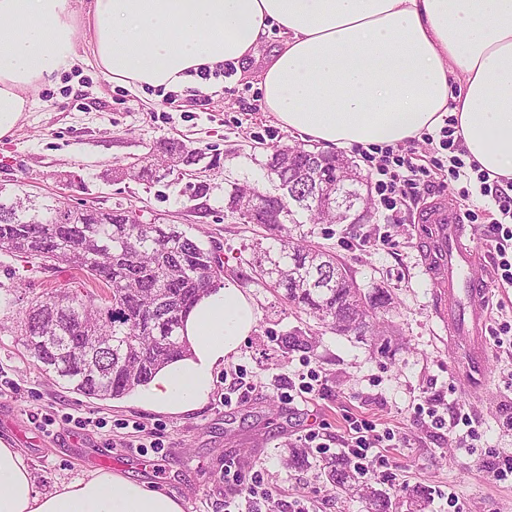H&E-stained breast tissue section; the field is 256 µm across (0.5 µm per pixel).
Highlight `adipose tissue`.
Instances as JSON below:
<instances>
[{"label": "adipose tissue", "instance_id": "obj_1", "mask_svg": "<svg viewBox=\"0 0 512 512\" xmlns=\"http://www.w3.org/2000/svg\"><path fill=\"white\" fill-rule=\"evenodd\" d=\"M274 30L283 41L261 89L288 130L328 147H382L452 115L469 156L512 181V0H0V138L32 90L81 63L78 42L114 85L177 92L200 84V69L255 55ZM255 325L240 288L204 295L184 322L192 357L158 372L144 403L176 412L205 402L215 367ZM0 512L183 510L107 472L37 493L24 458L0 441Z\"/></svg>", "mask_w": 512, "mask_h": 512}]
</instances>
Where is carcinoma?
<instances>
[{
	"label": "carcinoma",
	"instance_id": "carcinoma-1",
	"mask_svg": "<svg viewBox=\"0 0 512 512\" xmlns=\"http://www.w3.org/2000/svg\"><path fill=\"white\" fill-rule=\"evenodd\" d=\"M315 152L299 146L276 148L267 159L275 182L291 184L296 197L270 200L256 208L251 223L277 235L279 248L261 251L254 272L270 287L284 290L288 306L309 314L330 329L372 342L388 340L374 330L377 310L391 305L385 288L366 292L334 253L288 235V225L305 213L313 224H339L365 201L362 178L349 160L330 156L325 167L328 203L313 185ZM193 160L187 146L166 142L159 153L142 157L139 179L152 180L157 169ZM0 253L21 256L34 265L70 271L74 284L38 297L22 312L20 341L38 364L72 391L96 399H120L147 385L175 360L192 356L183 336L184 321L201 296L217 287L224 261L174 224L155 217L146 222L133 209L73 208L61 201L40 203L23 186L9 192L0 186ZM287 354L310 348L302 334L279 340ZM334 489L356 484L351 462L328 466ZM366 512H424L426 492L411 490L394 500L380 489H361Z\"/></svg>",
	"mask_w": 512,
	"mask_h": 512
}]
</instances>
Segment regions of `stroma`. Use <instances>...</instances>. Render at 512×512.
Returning <instances> with one entry per match:
<instances>
[{
  "instance_id": "stroma-1",
  "label": "stroma",
  "mask_w": 512,
  "mask_h": 512,
  "mask_svg": "<svg viewBox=\"0 0 512 512\" xmlns=\"http://www.w3.org/2000/svg\"><path fill=\"white\" fill-rule=\"evenodd\" d=\"M281 44L273 33L255 57L231 77L211 76L206 88L135 94L113 86L96 64L66 74L61 85L31 94V107L13 136L0 139V184L24 182L73 207L135 205L218 247L227 283L251 300L256 325L213 377L208 400L173 413L147 408L138 393L120 399L89 398L46 374L18 344L13 321L28 299L54 291L64 272L32 268L22 258L0 254V439L30 465L35 490L47 494L62 484L89 478L108 456L111 469L176 497L183 512H233L243 500L246 478L261 472L279 512L302 502L309 512H364L360 500L332 489L320 465L336 457L354 436L351 423L365 426L391 464L383 479L365 483L391 497L412 489L429 493L425 512H512V480L498 481L492 469L512 456V347L500 345L512 326V285L499 272L485 276L490 310L486 334L489 369L485 385L463 391L458 382V347L433 315V288L419 260L418 204L390 219L379 203L358 223H302L293 238H306L336 252L365 290L385 288L395 306L378 319L393 338L389 353L369 342L337 335L316 319L290 310L279 293L253 279L252 245L263 232L242 223L224 207L230 183L269 187L264 163L273 147L303 144L262 105L261 76ZM178 138L200 150L195 164L154 183L112 179L115 164L150 154L157 143ZM220 165L210 168L212 156ZM210 190L193 195L199 171ZM459 182L442 171L427 178L424 200L452 199L461 209L482 201L486 218L473 225L478 251L490 250V221L499 212L471 184L470 200ZM315 337L313 351L282 355L278 340L293 331ZM320 374L308 396L288 398L305 367ZM250 382L249 391L238 389ZM436 411L441 424H432ZM467 413L468 424L457 421ZM84 425H76L75 417ZM479 438L467 446L468 430ZM316 432L328 453L307 447ZM161 452H153V445ZM303 448L308 467L288 465V451Z\"/></svg>"
}]
</instances>
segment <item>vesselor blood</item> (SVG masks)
I'll return each instance as SVG.
<instances>
[{
    "mask_svg": "<svg viewBox=\"0 0 512 512\" xmlns=\"http://www.w3.org/2000/svg\"><path fill=\"white\" fill-rule=\"evenodd\" d=\"M417 221L421 260L434 288L436 315L447 325L450 336L469 339L459 378L465 387H479L486 380L488 361L484 345L487 309L485 281L473 270L483 259L471 244L472 235L461 212L446 200L424 205Z\"/></svg>",
    "mask_w": 512,
    "mask_h": 512,
    "instance_id": "vessel-or-blood-1",
    "label": "vessel or blood"
}]
</instances>
